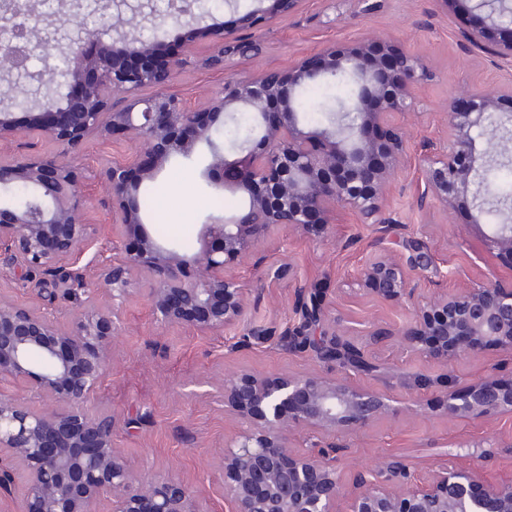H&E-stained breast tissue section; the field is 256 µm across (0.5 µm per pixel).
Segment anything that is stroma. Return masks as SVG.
<instances>
[{"mask_svg": "<svg viewBox=\"0 0 512 512\" xmlns=\"http://www.w3.org/2000/svg\"><path fill=\"white\" fill-rule=\"evenodd\" d=\"M381 33L393 35L433 67L431 77L417 90L428 113L402 121L411 147L446 140L440 109L449 98L466 89L512 84V68L494 67L479 52L463 47L455 11L435 0H384L383 7L371 14L359 13L357 0H302L293 13L262 31L261 51L240 59L237 71L285 70L326 43ZM171 36L190 52L191 62L168 89L189 106L199 105L223 85L224 72L208 65L213 49L198 40L193 26L175 29ZM130 150L129 142L101 138L87 139L68 154L32 135L0 143L5 154L64 156L82 169L84 219L95 246L104 248L116 241L117 231L100 173L123 162ZM210 161L208 146L200 145L191 156L172 159L143 185L141 195L151 201L142 210L144 223L160 243L197 252L203 224L244 211V194L229 190L220 194L210 186L206 177ZM420 177L412 160L392 184L388 209L394 223L386 246L400 250L406 241L416 239L426 244L437 263L447 265L452 283L492 282L512 288V268L487 247L488 225L471 223L463 210L449 220L441 212L419 209ZM219 194L224 197L220 206L215 203ZM331 231V239L326 240L282 229L236 267L249 292L245 325L279 332L297 325V289L305 283L315 286L332 315L357 328L352 343L381 366V374L366 378L320 362L312 353L288 352L270 344L241 347L240 334L233 330L201 336L187 327L163 326L151 312L152 278L137 274L121 309L122 331L114 342L112 363L90 401L91 407L112 415L117 445L136 474L181 479L206 500L210 512H225L221 461L224 446L240 423L225 414L213 383L241 371L269 380L313 371L382 393L394 409L370 428L337 437L341 453L336 467L343 481H350L358 470L392 459L402 460L421 476L449 463L473 472L483 484L512 479V416L451 418L443 413L446 384L462 386L489 375L510 378L512 352L490 349L446 363L403 352L385 331L408 319V311L373 301L357 289L353 278L375 250L369 227L340 208L331 217ZM0 297L61 318L73 309L62 297H49L40 280L19 283L14 272L3 266ZM417 402L424 403L427 412L414 417L408 407Z\"/></svg>", "mask_w": 512, "mask_h": 512, "instance_id": "obj_1", "label": "stroma"}]
</instances>
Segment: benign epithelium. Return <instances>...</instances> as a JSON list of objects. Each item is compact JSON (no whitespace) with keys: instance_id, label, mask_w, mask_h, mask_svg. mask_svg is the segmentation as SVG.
<instances>
[{"instance_id":"1","label":"benign epithelium","mask_w":512,"mask_h":512,"mask_svg":"<svg viewBox=\"0 0 512 512\" xmlns=\"http://www.w3.org/2000/svg\"><path fill=\"white\" fill-rule=\"evenodd\" d=\"M270 2L246 17L249 28L263 30L301 0ZM38 5L0 0V61L40 88L60 75L65 89L36 99L23 121L1 112L0 142L27 131L67 149L88 137L122 135L137 144L103 175L111 189L112 223L126 236L137 231L138 247L113 259L98 251L86 263L112 301L129 293L134 273L146 271L155 277L150 299L157 322L201 334L237 327L248 292L226 268L285 227L328 237V217L344 208L378 233L379 250L362 262L356 281L380 302L410 304L408 326L378 335L444 361L495 347L512 352L511 288L487 282L417 297L415 280L437 270L433 255L423 244L406 253L384 244L393 223L388 194L409 154L406 133L392 117L418 111L416 90L432 73L427 60L388 35H372L326 44L286 71L238 77L237 60L258 54L261 44L214 23L198 33L213 46L208 64L224 70V87L191 108L167 86L185 65L169 32L195 18L193 0L170 4L162 16L150 13L158 33L151 39L123 34L121 53L108 40L125 22L111 21L112 0H103L99 24L69 39L62 70L51 56L50 38L32 39L46 22ZM81 7L82 0H63L53 15L55 30L68 29ZM511 15L509 0H477L464 18L463 45L495 66H512ZM37 58L43 68L31 73L24 61ZM342 73L356 86L348 107L352 122L304 123L302 89ZM145 88L153 92L141 95ZM443 111L448 138L420 149L416 203L447 216L466 207L479 224L492 194L496 140L512 130V86L468 90L449 99ZM237 114L252 116L257 133L254 145L241 146L230 160L214 135L224 118ZM479 137L487 138L481 154ZM202 143L211 148V185L244 193L248 204L240 216L203 225L200 251L187 254L147 232L140 189L171 159L190 156ZM81 179L71 161L0 156V192L27 193L23 203L0 202L3 262L20 269L19 281L37 272L76 301V313L64 323L39 308L0 299V378L31 386L43 401L37 409L20 395H0V497L21 491L23 512H92L101 501L112 512H208L183 481L134 475L114 442L112 416L88 408L112 361L120 316L116 305L102 308L81 297L85 273L67 267L88 238ZM489 243L512 266V224L493 225ZM296 310L300 326L283 331L278 345L374 375L376 367L346 340L352 327L329 314L318 291H300ZM220 389L224 408L244 423L221 465L228 512H512V481L481 487L448 465L421 478L390 460L357 473L345 486L336 470V432L366 428L388 411L380 396L363 387L316 373L275 381L240 373L224 378ZM443 406L449 417L512 415V378L482 379L464 389L448 385ZM301 431L313 438L307 450L291 445Z\"/></svg>"}]
</instances>
